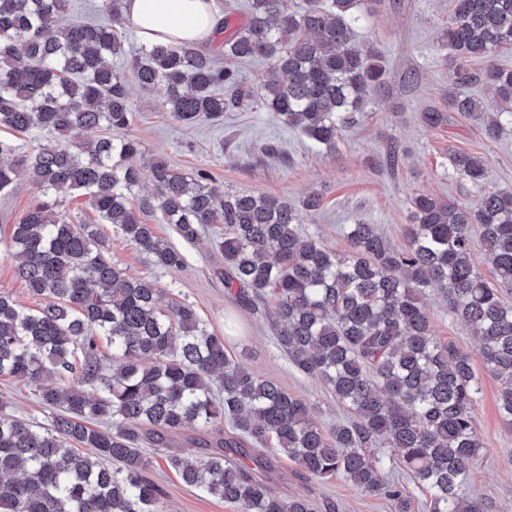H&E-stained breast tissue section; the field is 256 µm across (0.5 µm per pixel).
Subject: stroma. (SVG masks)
Listing matches in <instances>:
<instances>
[{"label":"stroma","instance_id":"1","mask_svg":"<svg viewBox=\"0 0 512 512\" xmlns=\"http://www.w3.org/2000/svg\"><path fill=\"white\" fill-rule=\"evenodd\" d=\"M447 22L448 0H383L359 28L358 40L383 50L387 83L359 121L342 131L335 152L283 126L259 101L243 111L225 112L221 122L188 125L172 118L159 93L137 88L132 91L133 118L123 135L137 140L146 156L163 159L181 172L210 170L214 186L225 192L272 195L296 206L308 195L319 194L321 208L302 214L301 224L332 251H347L346 227L361 216L378 224L394 246H405L412 195L424 193L462 205L474 202L476 189L451 174L455 154L465 151L486 158V190L512 191V135L489 138L475 121L459 116L437 128L420 119L421 112L445 102L452 62L442 45ZM408 72L415 76L410 84L402 80ZM392 143L405 153L394 172L385 159ZM39 195L36 185L25 178L9 194H0V290L27 307L36 301L15 274L9 232ZM100 226L111 257L129 275L157 281L191 302L210 330L225 336L226 351L235 361L304 399L324 428L348 421L347 412L325 386L297 371L277 348L267 308H241L226 292L223 280L215 275L223 258L212 248L211 234L189 243L173 225H157L158 236L186 257L184 268L166 271L111 225ZM424 303L435 336L472 350L470 329L453 319L439 291L427 289ZM481 379L475 415L489 453L471 468L467 484L493 512H512V428L498 413V380L486 373ZM0 399L6 400L10 413L39 423L48 419L35 386L24 379L0 377ZM171 452L195 454L188 433L173 437L169 448L145 450L152 462L147 476L164 493V512H229L222 500L182 483L165 461ZM271 479L283 496H304L320 506L330 501L337 512H396L389 500L365 495L341 477L320 483L308 480L285 457L277 460Z\"/></svg>","mask_w":512,"mask_h":512}]
</instances>
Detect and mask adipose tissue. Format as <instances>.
I'll return each instance as SVG.
<instances>
[{
    "instance_id": "ef3b65f1",
    "label": "adipose tissue",
    "mask_w": 512,
    "mask_h": 512,
    "mask_svg": "<svg viewBox=\"0 0 512 512\" xmlns=\"http://www.w3.org/2000/svg\"><path fill=\"white\" fill-rule=\"evenodd\" d=\"M123 11L146 45L207 42L223 18L217 0H124Z\"/></svg>"
}]
</instances>
